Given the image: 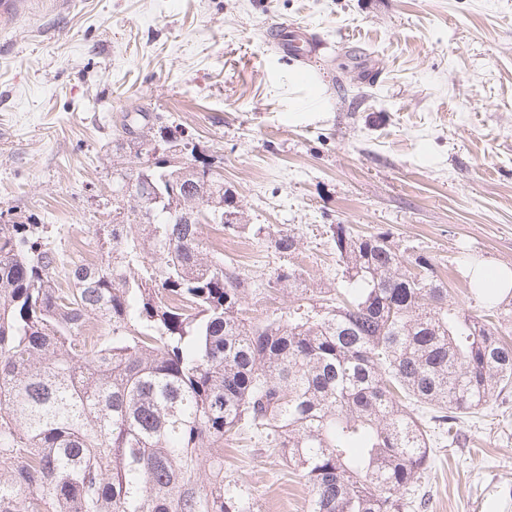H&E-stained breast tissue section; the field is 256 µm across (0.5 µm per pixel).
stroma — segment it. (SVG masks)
<instances>
[{"label":"stroma","mask_w":512,"mask_h":512,"mask_svg":"<svg viewBox=\"0 0 512 512\" xmlns=\"http://www.w3.org/2000/svg\"><path fill=\"white\" fill-rule=\"evenodd\" d=\"M323 43L275 48L272 24ZM185 131L248 224L299 232L288 262L339 285L332 229L387 234L454 296L512 269V0H30L0 15V224L98 247L115 169L153 124ZM245 278L270 238L202 227ZM435 449L412 512H512V399ZM224 464L260 512H307L303 480L253 448Z\"/></svg>","instance_id":"stroma-1"}]
</instances>
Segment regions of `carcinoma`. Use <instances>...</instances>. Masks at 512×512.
I'll return each instance as SVG.
<instances>
[{
	"instance_id": "cac0c4a2",
	"label": "carcinoma",
	"mask_w": 512,
	"mask_h": 512,
	"mask_svg": "<svg viewBox=\"0 0 512 512\" xmlns=\"http://www.w3.org/2000/svg\"><path fill=\"white\" fill-rule=\"evenodd\" d=\"M181 161L116 170L107 259L71 261L43 224H0V512H257L224 472L242 435L310 489L308 512H406L462 414L512 392V288L448 295L424 257L333 230L339 288L295 266L247 281L200 219L237 211L193 140ZM180 199L144 196L141 175ZM288 292L261 318L246 299Z\"/></svg>"
}]
</instances>
